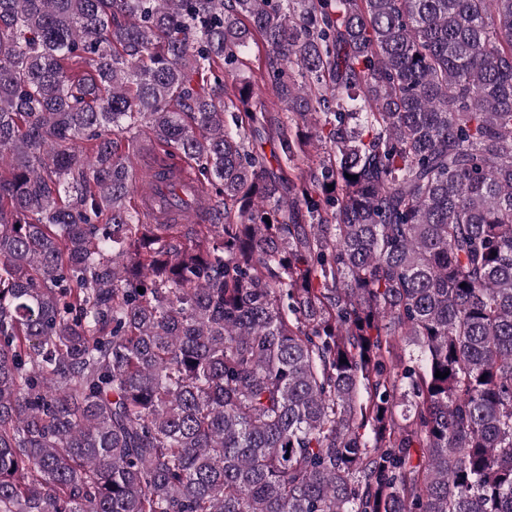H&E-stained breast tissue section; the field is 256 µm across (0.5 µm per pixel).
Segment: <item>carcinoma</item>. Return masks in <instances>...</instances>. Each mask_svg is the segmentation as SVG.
Segmentation results:
<instances>
[{
  "label": "carcinoma",
  "mask_w": 512,
  "mask_h": 512,
  "mask_svg": "<svg viewBox=\"0 0 512 512\" xmlns=\"http://www.w3.org/2000/svg\"><path fill=\"white\" fill-rule=\"evenodd\" d=\"M0 512H512V0H0ZM152 138L142 135L139 138V144L140 145V152L137 154V158L135 160V183L138 188L143 185L144 180L146 179L147 175L153 171V168H150L147 163H150L152 159H150L152 156ZM154 187L146 186L139 190L137 194L138 206L147 213L150 222H174L180 221V215L172 211L163 210L161 207L157 208L154 202Z\"/></svg>",
  "instance_id": "1"
}]
</instances>
